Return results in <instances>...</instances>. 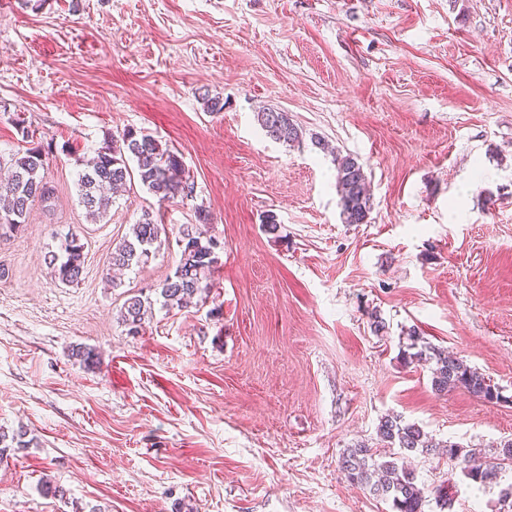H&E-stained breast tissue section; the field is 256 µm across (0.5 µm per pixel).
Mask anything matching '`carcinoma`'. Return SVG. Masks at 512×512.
<instances>
[{
    "instance_id": "carcinoma-1",
    "label": "carcinoma",
    "mask_w": 512,
    "mask_h": 512,
    "mask_svg": "<svg viewBox=\"0 0 512 512\" xmlns=\"http://www.w3.org/2000/svg\"><path fill=\"white\" fill-rule=\"evenodd\" d=\"M257 122L274 140L285 143L299 141L301 133L288 113L266 108L257 113ZM46 155L40 146L14 155L8 161V175L0 178V238L18 231L27 223L31 205L50 196L45 177ZM135 162L130 168L128 160ZM137 176L142 186L165 200L175 196L191 199L194 184L188 181L180 158L168 149H162L158 140L132 129L119 137L111 136L102 143L94 156L85 161L79 174L78 192L81 205L88 217L104 219L112 207V197L105 189L117 190ZM364 166L351 156L336 158V187L340 194L341 212L346 224L368 223L371 198ZM197 223L179 227L182 252L173 275L158 288V295L167 307L185 308L202 292L211 288L216 252L224 249L222 239L209 233V211L195 207ZM163 225L150 210L143 211L131 236L112 250L111 265L129 268L149 257L158 241ZM85 262L84 244L76 234L60 239L58 251L51 254L49 265L54 277L64 284H77ZM152 314L151 298L143 293L130 294L121 308V321L132 333L138 332L145 319ZM431 384L439 395L464 389L488 402L502 399L499 389L477 370L459 357L439 356L432 372ZM380 439L400 455L375 457L371 448L357 444L348 449L341 460L346 479L369 490L372 494L391 501L393 512H424L425 498L416 484L415 473L401 463L404 453L427 452L435 448L448 456V462L462 475L482 485L497 484L502 473L512 470V442L503 445L501 452L491 459L478 448H466L450 441L437 442L423 430L404 422L399 416L382 418L377 427ZM26 431H7L0 427V459L10 452L26 448Z\"/></svg>"
}]
</instances>
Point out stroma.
Returning <instances> with one entry per match:
<instances>
[{
    "instance_id": "1",
    "label": "stroma",
    "mask_w": 512,
    "mask_h": 512,
    "mask_svg": "<svg viewBox=\"0 0 512 512\" xmlns=\"http://www.w3.org/2000/svg\"><path fill=\"white\" fill-rule=\"evenodd\" d=\"M265 107L301 140L267 136ZM21 123L53 194L0 240V426L31 440L0 461V512H392L340 469L355 444L385 454L381 417L489 456L512 439V0H0V156L26 150ZM129 128L194 197L135 183L92 223L81 162ZM338 155L365 167L367 223L342 220ZM199 205L224 240L212 288L129 333L127 295L173 275ZM146 208L165 231L110 287ZM70 231L76 285L49 266ZM412 328L503 401L436 395ZM410 461L425 512L442 485L444 512H500L499 486Z\"/></svg>"
}]
</instances>
